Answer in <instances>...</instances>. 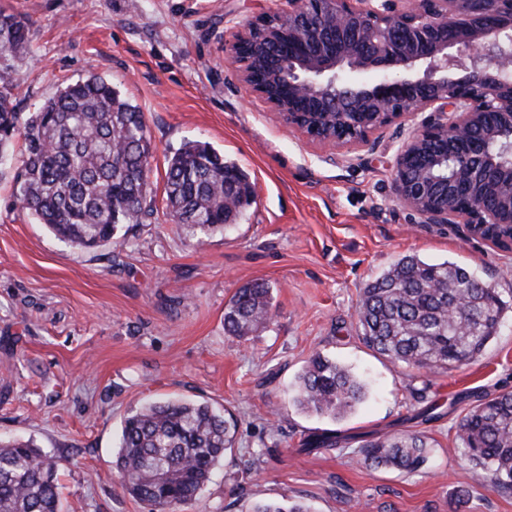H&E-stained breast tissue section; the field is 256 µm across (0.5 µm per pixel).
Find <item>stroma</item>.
I'll list each match as a JSON object with an SVG mask.
<instances>
[{
    "label": "stroma",
    "mask_w": 512,
    "mask_h": 512,
    "mask_svg": "<svg viewBox=\"0 0 512 512\" xmlns=\"http://www.w3.org/2000/svg\"><path fill=\"white\" fill-rule=\"evenodd\" d=\"M285 6L0 0L29 21L28 58L13 73L18 112L92 73L111 82L144 113L155 205L112 244L78 249L20 208L22 143L0 163V440L30 438L56 457L62 512H150L113 465L123 420L145 399L179 397L238 421L232 448L182 512H250L259 497L302 500L313 512H512V492L493 490L457 439L473 394L512 388V250L460 224L419 223L397 201L394 158L420 117L380 133L370 163L338 167L239 82L226 45L252 17ZM191 140L236 163L252 187L227 230L204 234L165 210L167 160ZM413 254L496 289L502 320L479 362L417 370L363 342L361 289ZM254 280L270 287L274 317L241 340L224 331V305ZM317 353L370 385L343 420L289 399ZM329 428L336 447L304 450ZM408 430L430 444L417 471L365 462L364 440Z\"/></svg>",
    "instance_id": "obj_1"
}]
</instances>
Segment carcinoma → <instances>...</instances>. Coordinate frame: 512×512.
<instances>
[{"mask_svg": "<svg viewBox=\"0 0 512 512\" xmlns=\"http://www.w3.org/2000/svg\"><path fill=\"white\" fill-rule=\"evenodd\" d=\"M27 22L0 11V54L26 58ZM14 66L0 69V160L22 136L26 155L16 199L58 238L77 248L113 242L122 224L154 213L147 198L151 142L143 112L97 75L60 89L25 121L13 100ZM248 196L247 177L209 144L188 141L168 160L164 204L178 224L202 232L225 229L240 207H224V179ZM503 304L491 285L453 263L399 259L362 288L356 313L362 340L394 363L430 371L477 361L497 334ZM271 289L251 282L224 309V330L248 338L271 321ZM366 384L348 368L316 355L295 384L292 400L332 419L360 404ZM236 423L205 403L152 400L122 425L115 470L121 487L154 512H175L210 481L232 446ZM458 438L466 460L486 470L495 490L512 491V391L474 396ZM336 431L313 434L306 450L334 448ZM379 467L413 471L426 458L427 437L400 433L365 441ZM58 461L30 439L0 440V512H60ZM253 512H309L299 502L259 501Z\"/></svg>", "mask_w": 512, "mask_h": 512, "instance_id": "obj_1", "label": "carcinoma"}]
</instances>
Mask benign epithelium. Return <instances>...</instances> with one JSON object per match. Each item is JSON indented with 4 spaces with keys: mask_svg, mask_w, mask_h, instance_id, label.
Masks as SVG:
<instances>
[{
    "mask_svg": "<svg viewBox=\"0 0 512 512\" xmlns=\"http://www.w3.org/2000/svg\"><path fill=\"white\" fill-rule=\"evenodd\" d=\"M288 0V26L233 35L239 80L338 164L367 163L383 128L429 116L401 146L393 190L421 224H511L490 203L428 191L473 164L512 190V0ZM361 136L345 141V131Z\"/></svg>",
    "mask_w": 512,
    "mask_h": 512,
    "instance_id": "7a95c632",
    "label": "benign epithelium"
}]
</instances>
